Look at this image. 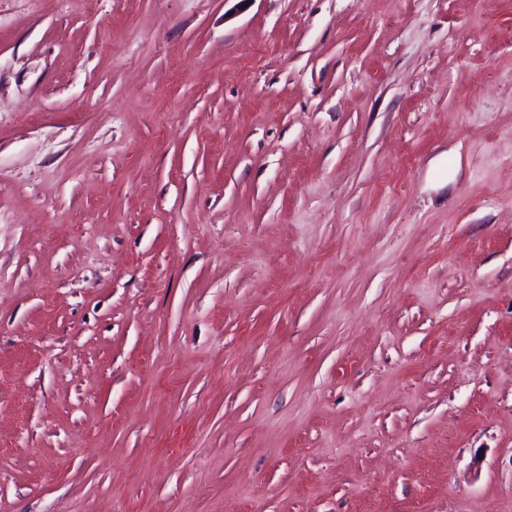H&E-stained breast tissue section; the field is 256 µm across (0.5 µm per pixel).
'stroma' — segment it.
<instances>
[{
	"label": "stroma",
	"mask_w": 512,
	"mask_h": 512,
	"mask_svg": "<svg viewBox=\"0 0 512 512\" xmlns=\"http://www.w3.org/2000/svg\"><path fill=\"white\" fill-rule=\"evenodd\" d=\"M0 512H512V0H0Z\"/></svg>",
	"instance_id": "1"
}]
</instances>
